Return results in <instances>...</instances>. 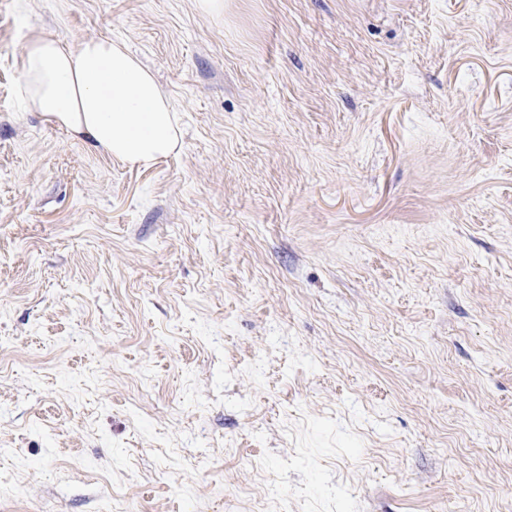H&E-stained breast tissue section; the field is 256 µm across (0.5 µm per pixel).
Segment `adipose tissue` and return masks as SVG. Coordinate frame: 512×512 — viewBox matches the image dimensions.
Returning <instances> with one entry per match:
<instances>
[{
	"label": "adipose tissue",
	"instance_id": "1",
	"mask_svg": "<svg viewBox=\"0 0 512 512\" xmlns=\"http://www.w3.org/2000/svg\"><path fill=\"white\" fill-rule=\"evenodd\" d=\"M20 90L28 111L128 166L149 167L180 149L170 97L122 42L73 45L26 30Z\"/></svg>",
	"mask_w": 512,
	"mask_h": 512
}]
</instances>
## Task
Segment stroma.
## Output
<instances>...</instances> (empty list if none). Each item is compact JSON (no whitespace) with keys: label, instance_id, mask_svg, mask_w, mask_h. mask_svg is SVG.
Instances as JSON below:
<instances>
[{"label":"stroma","instance_id":"1","mask_svg":"<svg viewBox=\"0 0 512 512\" xmlns=\"http://www.w3.org/2000/svg\"><path fill=\"white\" fill-rule=\"evenodd\" d=\"M0 0V512H512V0ZM125 42L183 145L20 94ZM24 37L20 90L28 112L129 167H149L179 151L178 111L122 42L71 45L31 28Z\"/></svg>","mask_w":512,"mask_h":512}]
</instances>
